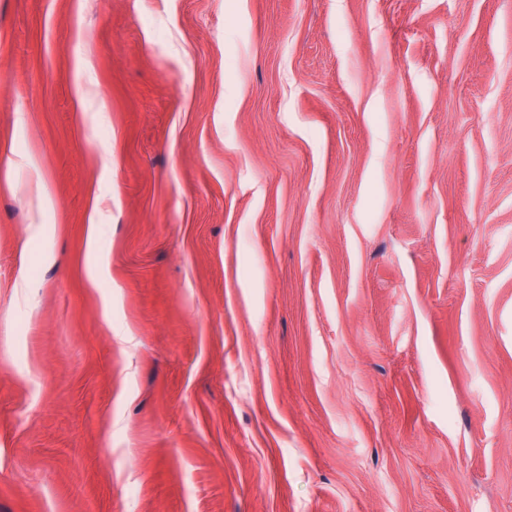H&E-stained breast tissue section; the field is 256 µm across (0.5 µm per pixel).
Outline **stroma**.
Segmentation results:
<instances>
[{
	"mask_svg": "<svg viewBox=\"0 0 512 512\" xmlns=\"http://www.w3.org/2000/svg\"><path fill=\"white\" fill-rule=\"evenodd\" d=\"M0 512H512V0H0Z\"/></svg>",
	"mask_w": 512,
	"mask_h": 512,
	"instance_id": "1",
	"label": "stroma"
}]
</instances>
